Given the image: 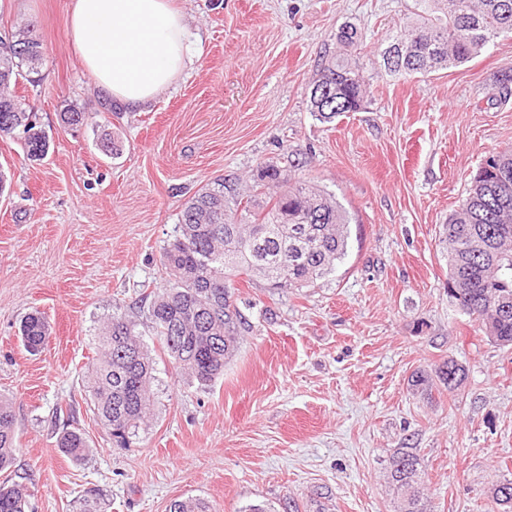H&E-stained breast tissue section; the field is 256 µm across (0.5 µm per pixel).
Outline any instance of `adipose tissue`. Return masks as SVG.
<instances>
[{"label": "adipose tissue", "instance_id": "obj_1", "mask_svg": "<svg viewBox=\"0 0 512 512\" xmlns=\"http://www.w3.org/2000/svg\"><path fill=\"white\" fill-rule=\"evenodd\" d=\"M69 38L95 81L131 109L165 93L190 61L172 0H70Z\"/></svg>", "mask_w": 512, "mask_h": 512}]
</instances>
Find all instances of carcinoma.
Instances as JSON below:
<instances>
[{
  "label": "carcinoma",
  "mask_w": 512,
  "mask_h": 512,
  "mask_svg": "<svg viewBox=\"0 0 512 512\" xmlns=\"http://www.w3.org/2000/svg\"><path fill=\"white\" fill-rule=\"evenodd\" d=\"M30 20L0 37V137L19 130L26 158L39 159L46 146L45 131L26 111L11 85L33 81L42 57H24L14 50L27 41L40 44ZM504 34L512 35V0H415L411 19L386 39L379 51L384 69L393 75H428L463 65ZM366 38L353 24L336 34L342 53L325 63L312 78L311 112L331 120L342 112H357L367 96L359 58L352 50ZM71 128L88 125L90 114L75 106L59 113ZM496 174L479 169L473 185L448 219V283L459 310L481 322L486 335L502 346L512 345V198L506 210L493 196ZM287 183L274 200L251 209L269 183ZM348 212L319 185L293 184L274 165L257 170L240 191L236 179L218 177L186 203L178 233L161 254L168 286L153 294L147 306L163 353L175 371L201 387L224 375V365L237 352L250 329L234 300L231 278H262L271 287L302 289L336 269L347 253ZM136 321L114 316L100 330L98 351L88 368L89 404L112 439L124 445L138 433L151 407L156 361L136 333ZM21 339L30 352L46 343L49 324L41 313L27 314ZM464 368L449 360L434 375L416 376V385L433 381L452 387ZM57 447L74 461L85 459L88 440L78 429L63 430ZM15 450L13 406L0 396V472L11 467ZM423 470L418 455L398 448L390 460L389 482L398 498L397 512H430L421 491ZM500 512H512V481L490 489ZM22 485L0 481V512H26ZM77 512H106L98 491L80 496ZM168 512H211L210 505L187 497L173 500Z\"/></svg>",
  "instance_id": "1"
}]
</instances>
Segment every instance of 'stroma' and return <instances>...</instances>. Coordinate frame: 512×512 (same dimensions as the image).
<instances>
[{"instance_id":"1","label":"stroma","mask_w":512,"mask_h":512,"mask_svg":"<svg viewBox=\"0 0 512 512\" xmlns=\"http://www.w3.org/2000/svg\"><path fill=\"white\" fill-rule=\"evenodd\" d=\"M69 2L0 0V34L35 20L44 54L37 83L15 91L47 154L29 161L20 138H0V396L13 402L10 474L31 512H75L90 488L108 512H166L187 496L214 512H275L288 496L316 512L324 491L332 512H394L398 448L419 456L431 512H497L489 490L512 480V348L449 298L445 226L484 160L512 148V101L490 102L512 36L464 65L394 76L377 53L414 0H176L192 64L116 117L73 50ZM347 23L367 33L369 96L322 122L309 81ZM69 104L91 124H61ZM105 131L120 155L101 151ZM269 162L348 211L345 259L299 291L235 277L252 330L223 376L201 388L158 358L153 415L117 447L86 389L100 327L132 316L157 349L142 299L166 283L162 249L185 203ZM35 310L51 335L32 355L19 328ZM448 359L465 368L457 389L414 385ZM66 428L85 433L84 461L58 448Z\"/></svg>"}]
</instances>
